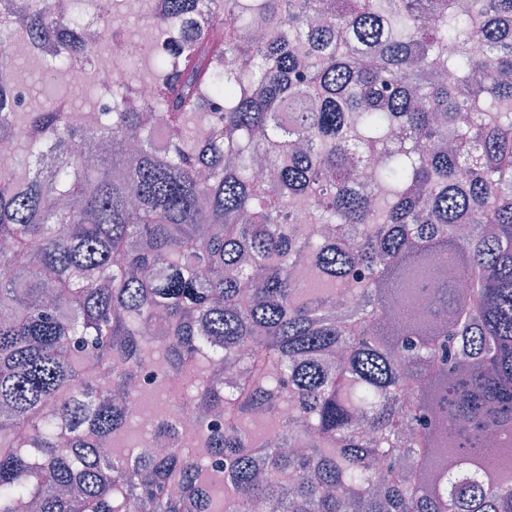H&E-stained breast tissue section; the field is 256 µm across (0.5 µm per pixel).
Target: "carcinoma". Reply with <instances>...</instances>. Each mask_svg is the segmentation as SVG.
<instances>
[{
  "mask_svg": "<svg viewBox=\"0 0 512 512\" xmlns=\"http://www.w3.org/2000/svg\"><path fill=\"white\" fill-rule=\"evenodd\" d=\"M17 9L27 45L80 27ZM154 28L153 100L0 109V512H512V0H167ZM148 337L223 420L216 468L115 450Z\"/></svg>",
  "mask_w": 512,
  "mask_h": 512,
  "instance_id": "obj_1",
  "label": "carcinoma"
}]
</instances>
